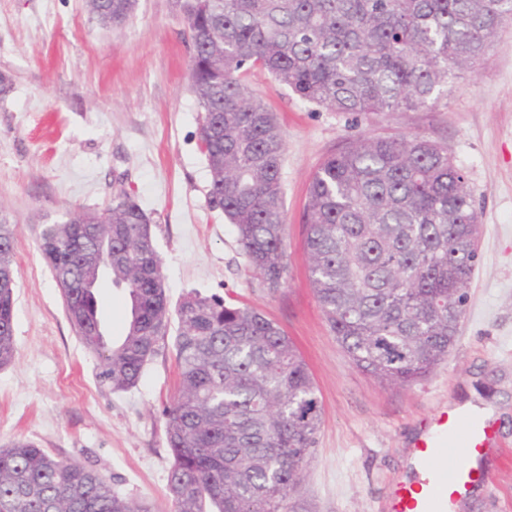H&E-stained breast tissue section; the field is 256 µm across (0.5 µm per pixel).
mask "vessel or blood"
Masks as SVG:
<instances>
[{
  "label": "vessel or blood",
  "instance_id": "1",
  "mask_svg": "<svg viewBox=\"0 0 512 512\" xmlns=\"http://www.w3.org/2000/svg\"><path fill=\"white\" fill-rule=\"evenodd\" d=\"M492 439V423L473 410L439 409L409 447L418 478L394 487L392 512H457L459 501L490 479L481 461Z\"/></svg>",
  "mask_w": 512,
  "mask_h": 512
}]
</instances>
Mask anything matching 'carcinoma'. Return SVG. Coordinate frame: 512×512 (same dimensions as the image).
Wrapping results in <instances>:
<instances>
[{"instance_id":"1","label":"carcinoma","mask_w":512,"mask_h":512,"mask_svg":"<svg viewBox=\"0 0 512 512\" xmlns=\"http://www.w3.org/2000/svg\"><path fill=\"white\" fill-rule=\"evenodd\" d=\"M136 0H88L122 25ZM194 53L191 89L211 182L209 202L234 225L272 290L287 272L282 185L286 144L244 75L258 69L329 112H419L448 79L488 55L512 0H181ZM309 280L325 321L358 368L390 386L426 378L467 311L479 224L465 172L448 146L420 135L365 136L317 168L303 215ZM149 218L120 188L101 210L46 224L38 250L73 331L112 391L139 382L173 348L176 398L163 410L173 512H295L291 492L317 446L321 405L292 339L255 308L193 292L170 304ZM0 219V367L15 356L14 244ZM109 266L130 302L108 341L82 254ZM0 512H151L94 469L35 442L0 448Z\"/></svg>"}]
</instances>
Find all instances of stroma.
<instances>
[{
  "mask_svg": "<svg viewBox=\"0 0 512 512\" xmlns=\"http://www.w3.org/2000/svg\"><path fill=\"white\" fill-rule=\"evenodd\" d=\"M193 47L174 0H137L105 26L85 0H0V214L17 224L14 360L0 367V446L28 439L86 463L114 490L173 512L163 410L176 393L172 352L156 355L138 385L112 392L72 330L36 237L78 208L101 209L132 190L155 229L170 302L188 292L262 311L290 336L313 375L322 422L292 501L303 512H390V491L410 476L406 446L422 418L448 403L494 406L488 486L462 512H512V23L487 59L420 112L359 118L304 102L254 70L249 92L276 114L288 272L269 290L232 224L210 208V172L191 91ZM419 134L445 143L464 169L479 212L480 261L458 340L422 381L386 386L356 368L325 323L308 283L303 212L311 178L358 137ZM99 315L121 336L128 300L110 280Z\"/></svg>",
  "mask_w": 512,
  "mask_h": 512,
  "instance_id": "35a3bbf8",
  "label": "stroma"
}]
</instances>
